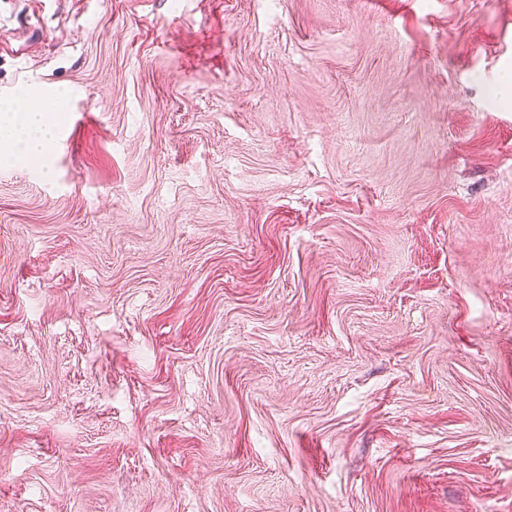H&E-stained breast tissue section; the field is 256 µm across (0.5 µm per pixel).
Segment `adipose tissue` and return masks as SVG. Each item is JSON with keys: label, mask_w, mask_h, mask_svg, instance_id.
Masks as SVG:
<instances>
[{"label": "adipose tissue", "mask_w": 512, "mask_h": 512, "mask_svg": "<svg viewBox=\"0 0 512 512\" xmlns=\"http://www.w3.org/2000/svg\"><path fill=\"white\" fill-rule=\"evenodd\" d=\"M50 102L30 104L22 98L0 103V161L26 162L43 157L53 138Z\"/></svg>", "instance_id": "ef3b65f1"}]
</instances>
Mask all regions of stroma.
Here are the masks:
<instances>
[{"instance_id":"stroma-1","label":"stroma","mask_w":512,"mask_h":512,"mask_svg":"<svg viewBox=\"0 0 512 512\" xmlns=\"http://www.w3.org/2000/svg\"><path fill=\"white\" fill-rule=\"evenodd\" d=\"M512 0H0V512H512ZM26 95L0 103V162L36 161L51 144L53 121L51 99L42 104L23 102Z\"/></svg>"}]
</instances>
